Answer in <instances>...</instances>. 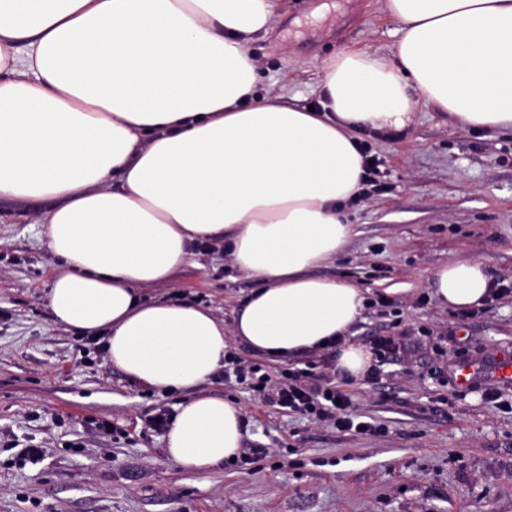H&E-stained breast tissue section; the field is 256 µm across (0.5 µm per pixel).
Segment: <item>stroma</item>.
<instances>
[{"mask_svg": "<svg viewBox=\"0 0 512 512\" xmlns=\"http://www.w3.org/2000/svg\"><path fill=\"white\" fill-rule=\"evenodd\" d=\"M397 28L384 0H282L269 32L248 42L257 92L320 108L323 60L390 52ZM355 135L382 187L343 202L351 235L317 273L362 288L355 341L394 342L373 356L371 376L336 378L378 433L285 414L220 373L173 393L132 382L102 343L50 313L57 261L35 222L49 201L1 199L0 512H512V385L482 373L465 389L454 381L459 364L512 357V294L453 310L430 284L462 256L486 260L493 282L512 279V132L474 129L421 102L402 129ZM254 286L223 248L202 243L169 283L142 293L229 323ZM197 395L241 407L251 461L192 473L166 459L148 420ZM29 448L42 459L22 463Z\"/></svg>", "mask_w": 512, "mask_h": 512, "instance_id": "1", "label": "stroma"}]
</instances>
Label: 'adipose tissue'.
<instances>
[{"instance_id": "adipose-tissue-1", "label": "adipose tissue", "mask_w": 512, "mask_h": 512, "mask_svg": "<svg viewBox=\"0 0 512 512\" xmlns=\"http://www.w3.org/2000/svg\"><path fill=\"white\" fill-rule=\"evenodd\" d=\"M390 54L341 51L322 66L318 111L255 92L247 42L279 0H0V199H48L38 215L58 261L56 322L101 338L109 363L161 392L224 366L228 337L280 362L348 339L361 288L316 275L351 232L360 188L353 130L404 127L423 101L464 125L512 130V0H385ZM224 246L256 286L231 325L202 307L150 301L195 244ZM440 306L486 298L485 261L431 274ZM242 410L220 396L181 403L166 434L177 469L236 456Z\"/></svg>"}]
</instances>
